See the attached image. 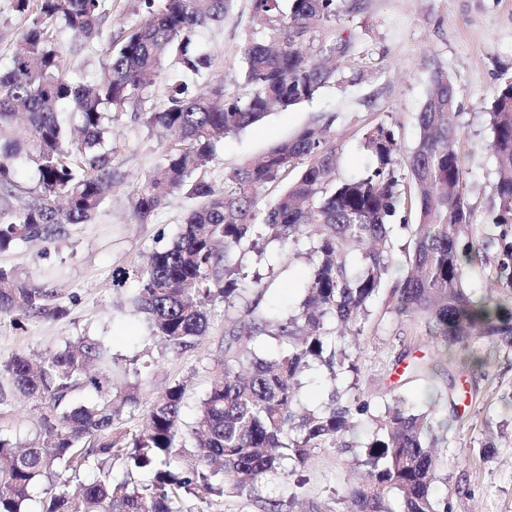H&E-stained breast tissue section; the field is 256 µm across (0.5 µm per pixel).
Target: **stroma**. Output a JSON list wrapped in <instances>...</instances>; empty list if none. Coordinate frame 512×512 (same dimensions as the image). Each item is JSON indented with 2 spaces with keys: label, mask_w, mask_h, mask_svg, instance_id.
Segmentation results:
<instances>
[{
  "label": "stroma",
  "mask_w": 512,
  "mask_h": 512,
  "mask_svg": "<svg viewBox=\"0 0 512 512\" xmlns=\"http://www.w3.org/2000/svg\"><path fill=\"white\" fill-rule=\"evenodd\" d=\"M336 24L318 30L323 41L352 35L349 55L333 82L311 100L272 111L261 122L225 139L206 177L221 183L226 170L257 159L306 127L332 120L336 136L337 175L363 173L372 157L364 149L365 134L376 123L392 127L402 155L419 137L417 116L435 72L447 74L456 92V108L464 136L461 152L468 171L466 198L476 223L499 209L494 187L495 161L487 97L500 83L512 80V0H336ZM251 0H230L223 22L202 36L213 59L209 80L224 83L227 94L246 97L243 46L254 37ZM66 63L76 74L91 75L106 60L105 47L78 49L71 32L54 29ZM169 147L160 134L138 122L133 112L112 123V175L115 186L96 217L71 225L66 237L52 243L32 242L0 253V265L25 271L51 288L65 313L54 320L29 319L14 325L0 317V360L17 353L44 354L65 339L100 336L114 357L138 371L147 396L169 385L186 386L183 419L193 424L218 360L224 357V326L237 314L223 304L208 310V328L194 347L177 354L154 340L144 317L130 304L133 282L116 288L112 279L132 269L160 243L177 237L194 200L173 194L148 218L133 213L137 186L158 166ZM243 272L260 276L261 306L282 320L297 311L313 265L305 247L267 262L255 251L237 255ZM356 372L331 377L317 366L303 379L302 406H329L333 390L348 398L366 399L374 417L383 415L394 398L416 406L434 402L439 419L448 423L440 443L437 497L447 498L451 512H512V347L486 346L481 363L461 353L434 350L425 323L399 318L375 304L357 341ZM428 359L431 371L418 376L402 372V354ZM372 421L351 437L347 448H316L310 453L298 488L294 512H340L342 496L361 485L362 442ZM39 415L31 403L18 401L0 414V432L22 443L34 439ZM495 453L483 458L482 450ZM288 479L268 477L255 492L225 495L209 512H265L269 500L286 496Z\"/></svg>",
  "instance_id": "obj_1"
}]
</instances>
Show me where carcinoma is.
Here are the masks:
<instances>
[{"label":"carcinoma","instance_id":"carcinoma-1","mask_svg":"<svg viewBox=\"0 0 512 512\" xmlns=\"http://www.w3.org/2000/svg\"><path fill=\"white\" fill-rule=\"evenodd\" d=\"M7 2L28 25L0 65V252L51 243L68 226L93 219L112 188V149L105 147L112 115L134 107L144 126L169 141L163 162L136 190L138 219L176 191L199 204L171 246L132 269V303L151 337L176 353L204 335L207 309L216 302L240 316L224 327V362L189 429L178 382L148 400L138 430L119 433L124 409L143 400L141 382L112 383L113 371L123 367L99 337L0 361V410L19 397L42 410L31 442L0 434V512H25L29 488L40 478L48 481L40 512H181L185 495L208 512L226 493H250L288 464L293 472L304 467L311 449L335 446L363 424L367 404L337 397L323 410L302 412L301 377L317 362L332 375L355 368V356L334 345L364 334L369 306L383 290L389 312L423 319L447 350L512 344V81L490 93L489 149L500 206L487 222L496 232L477 237L455 92L442 72L432 79L418 114L417 144L405 159L394 131L381 122L365 136L374 164L358 177L338 179L328 120L224 173L220 185L205 178L225 137L275 107L313 98L336 78V59L348 55L351 38L318 49L310 42L317 28L336 21V0H292L286 14L281 0H251L252 25L267 37L252 38L243 49L250 94L229 97L221 81L196 95L173 80L162 103L147 109L169 67L196 76L211 68L197 33L224 20L228 0H134L139 22L109 43L106 61L88 80L66 70L50 25L93 42L109 21L107 0ZM64 105L75 123L63 117ZM21 163L34 169L31 187L17 180ZM294 170L286 190L258 209L261 191ZM408 209L415 210L414 224L404 216ZM396 220L411 230L413 249L410 271L387 289ZM260 239L277 243L281 254L304 243L313 261L301 307L284 321L259 310L261 279L239 277L234 263L238 253L258 249ZM493 245L497 288L476 297L464 288L467 267L485 260ZM53 298V289L0 266V316L54 319L65 309ZM272 335L288 338V349L271 358L253 355L249 344ZM86 393L94 398H82ZM376 424L365 444V484L343 497L346 512H448V498L432 493L441 465L434 443L448 423L396 398ZM185 452L189 463L174 464ZM116 463L128 475L119 482L111 477ZM88 468L101 477L78 484L73 494L62 490ZM135 471L152 477L135 483Z\"/></svg>","mask_w":512,"mask_h":512}]
</instances>
